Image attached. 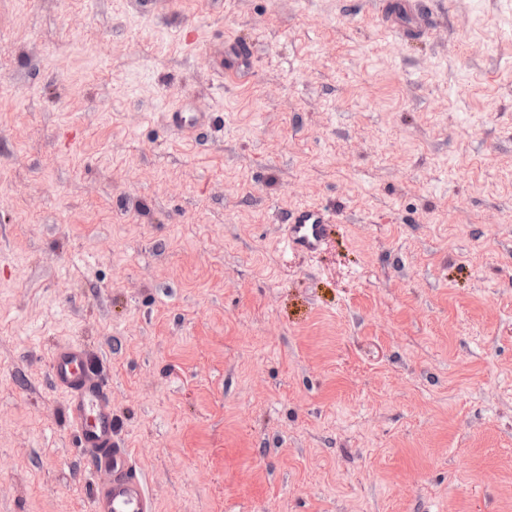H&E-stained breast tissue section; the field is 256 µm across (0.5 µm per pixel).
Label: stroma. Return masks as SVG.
<instances>
[{
	"label": "stroma",
	"instance_id": "stroma-1",
	"mask_svg": "<svg viewBox=\"0 0 512 512\" xmlns=\"http://www.w3.org/2000/svg\"><path fill=\"white\" fill-rule=\"evenodd\" d=\"M68 343L156 512H512V0H0V512H92ZM169 126L175 131L186 127H201L205 124V112H183L181 109L168 112ZM287 224V232L282 238L281 249L286 255L313 254L324 243L327 221L317 209L304 208L278 218Z\"/></svg>",
	"mask_w": 512,
	"mask_h": 512
}]
</instances>
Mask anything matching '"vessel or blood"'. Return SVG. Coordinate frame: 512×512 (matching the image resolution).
I'll return each instance as SVG.
<instances>
[{"mask_svg": "<svg viewBox=\"0 0 512 512\" xmlns=\"http://www.w3.org/2000/svg\"><path fill=\"white\" fill-rule=\"evenodd\" d=\"M283 222V253L312 254L321 248L327 221L320 210L304 208ZM50 380L67 396L68 418L93 474V512H155L151 493L116 437L112 400L93 352L76 343L55 347Z\"/></svg>", "mask_w": 512, "mask_h": 512, "instance_id": "vessel-or-blood-1", "label": "vessel or blood"}]
</instances>
